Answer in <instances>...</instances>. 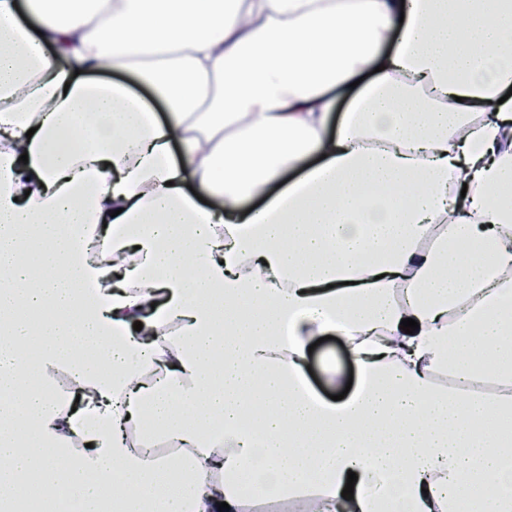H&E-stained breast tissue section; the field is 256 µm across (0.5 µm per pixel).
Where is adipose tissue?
Returning a JSON list of instances; mask_svg holds the SVG:
<instances>
[{
	"label": "adipose tissue",
	"instance_id": "adipose-tissue-1",
	"mask_svg": "<svg viewBox=\"0 0 512 512\" xmlns=\"http://www.w3.org/2000/svg\"><path fill=\"white\" fill-rule=\"evenodd\" d=\"M510 184L512 0H0V512H512ZM328 357L336 359V364L343 374V384L341 386H328L323 378L321 371L322 363ZM308 366H310L313 372V375H310L307 369L310 383L325 398L331 399L328 397V394L338 395L344 391L350 377V372H353V382L350 390L355 385L357 379L356 365L347 351L344 342L338 336H333V339L323 341L317 345L313 352L309 353ZM136 435L146 439H155L152 443L145 447L147 448L146 453H148L149 456L159 458H169L174 456L175 449L169 443H167L166 440L156 439L157 434L155 433L152 426L148 424H145L144 427L140 426L136 431Z\"/></svg>",
	"mask_w": 512,
	"mask_h": 512
}]
</instances>
